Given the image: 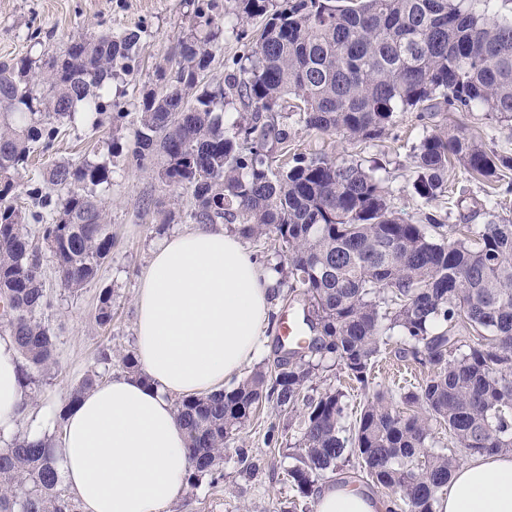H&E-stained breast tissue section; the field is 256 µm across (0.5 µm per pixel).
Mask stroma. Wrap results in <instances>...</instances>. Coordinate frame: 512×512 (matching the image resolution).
<instances>
[{
    "mask_svg": "<svg viewBox=\"0 0 512 512\" xmlns=\"http://www.w3.org/2000/svg\"><path fill=\"white\" fill-rule=\"evenodd\" d=\"M192 23L189 0H0V60L28 56L42 58L50 47L61 48L77 31L115 33L142 27L136 71L121 89L127 103H136L139 93L150 88L155 72L179 37ZM39 40H31L33 29ZM466 126L486 149L512 157V124L487 118L481 112H401L385 133L375 140L352 141L337 134H322L289 125L287 144L276 146L280 161H291L298 153L319 154L333 159H353L376 176L388 191L394 206L412 222L423 213L439 215L449 225L484 224L489 219L487 200L497 199L499 216L512 219V170H504L500 182H486L470 176L462 167L448 170V191L432 201L419 198L413 190L417 176L414 152L422 138L438 129ZM136 125L133 116L107 119L100 129L90 120L76 118L65 124L50 155L40 166L59 160L86 159L106 163L112 171L108 187L96 195L112 226V258L97 279L71 295L61 287L52 259H45L46 287L56 306L49 321L56 334L55 370L36 401L29 403L18 426L27 433L31 423L45 410L59 411L71 388L89 370L98 369L104 380L121 374L118 362L135 349V296L138 280L147 267L151 250L160 234L190 229L186 214L191 196L184 190L164 186L139 167L131 149ZM119 151H110L112 140ZM112 291V325L100 329L94 314L103 289ZM110 347L113 362L98 364L102 347ZM277 427L279 448L267 446L270 427ZM297 420L278 412L273 404L262 403L239 434L237 446L226 448L223 480L209 478L187 485L184 494L167 512H315L314 498L300 497L286 479V472L298 452ZM246 448L249 460L241 462L237 450Z\"/></svg>",
    "mask_w": 512,
    "mask_h": 512,
    "instance_id": "35a3bbf8",
    "label": "stroma"
}]
</instances>
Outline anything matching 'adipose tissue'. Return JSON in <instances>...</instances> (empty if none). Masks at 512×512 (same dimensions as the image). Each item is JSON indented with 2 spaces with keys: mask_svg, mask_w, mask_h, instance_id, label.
<instances>
[{
  "mask_svg": "<svg viewBox=\"0 0 512 512\" xmlns=\"http://www.w3.org/2000/svg\"><path fill=\"white\" fill-rule=\"evenodd\" d=\"M274 271L220 224L169 235L136 290L135 355L142 377L118 375L87 393L63 424L56 454L83 512H165L191 467L174 398L223 389L267 343ZM24 392L19 359L0 335V437L10 438ZM316 512H386L359 486L327 481ZM436 512H512V454L458 468Z\"/></svg>",
  "mask_w": 512,
  "mask_h": 512,
  "instance_id": "1",
  "label": "adipose tissue"
}]
</instances>
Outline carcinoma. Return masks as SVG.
Segmentation results:
<instances>
[{
    "label": "carcinoma",
    "mask_w": 512,
    "mask_h": 512,
    "mask_svg": "<svg viewBox=\"0 0 512 512\" xmlns=\"http://www.w3.org/2000/svg\"><path fill=\"white\" fill-rule=\"evenodd\" d=\"M233 19L216 0H192L193 19L137 105L132 154L157 161L159 181L192 198L197 224H230L245 239L273 236L280 272L307 297L311 335L274 372L253 373L220 393L182 398L175 408L188 437L187 481H217L224 449L263 401L299 418L289 481L308 495L317 478L350 462L388 490L387 512H436L458 467L457 452H512V220L445 227L434 213L406 221L373 171L348 159L299 155L275 165L288 120L307 130L377 139L405 111L483 112L512 121V19L493 0H238ZM265 17L257 37L244 29ZM240 31L244 62L219 80L211 65L224 28ZM144 29L78 33L42 63L0 60V328L13 336L25 389L19 412L54 368L55 307L43 250L61 285L77 293L112 254V225L94 188L110 168L56 161L24 179L33 154L53 149L66 120L83 112L124 114L112 82L134 74ZM245 111L226 122V107ZM293 100L286 110L287 99ZM494 181L512 158L465 128L435 131L414 155L415 193L447 189L448 163ZM96 325L112 324V290L99 296ZM401 337L399 357L424 377L393 393L373 385L383 346ZM330 361L367 393L345 425L339 388L305 395ZM100 384L84 375L59 414ZM448 429L453 447L426 441ZM50 438L17 436L0 448V512H79L63 493Z\"/></svg>",
    "instance_id": "1"
}]
</instances>
